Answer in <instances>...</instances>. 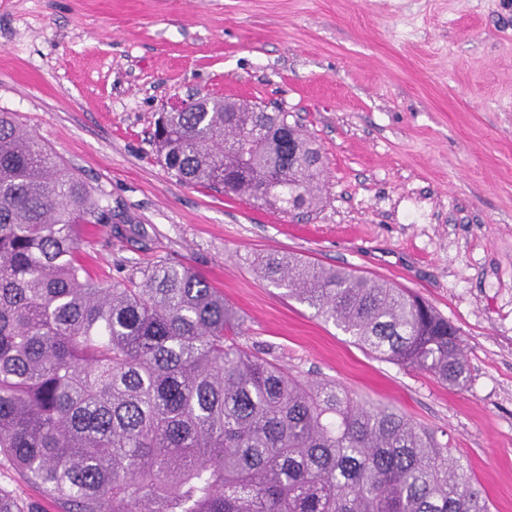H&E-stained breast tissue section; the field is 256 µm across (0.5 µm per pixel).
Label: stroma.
Here are the masks:
<instances>
[{
    "label": "stroma",
    "mask_w": 512,
    "mask_h": 512,
    "mask_svg": "<svg viewBox=\"0 0 512 512\" xmlns=\"http://www.w3.org/2000/svg\"><path fill=\"white\" fill-rule=\"evenodd\" d=\"M197 92L288 111L320 149L312 213L178 181L151 134ZM0 111L110 209L100 277L166 259L237 310V342L443 433L512 512V0H0ZM273 252L410 289L468 382L374 357L257 271ZM62 512L10 462L0 487Z\"/></svg>",
    "instance_id": "35a3bbf8"
}]
</instances>
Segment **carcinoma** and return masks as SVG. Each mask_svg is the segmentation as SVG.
Segmentation results:
<instances>
[{"label": "carcinoma", "instance_id": "cac0c4a2", "mask_svg": "<svg viewBox=\"0 0 512 512\" xmlns=\"http://www.w3.org/2000/svg\"><path fill=\"white\" fill-rule=\"evenodd\" d=\"M257 108L161 113V162L185 184L317 209L318 149ZM110 220L0 112V457L63 512H490L434 429L243 350L237 312L191 268L99 280L79 227ZM257 265L376 357L467 381L457 330L410 291L288 253ZM0 512L37 506L0 487Z\"/></svg>", "mask_w": 512, "mask_h": 512}]
</instances>
